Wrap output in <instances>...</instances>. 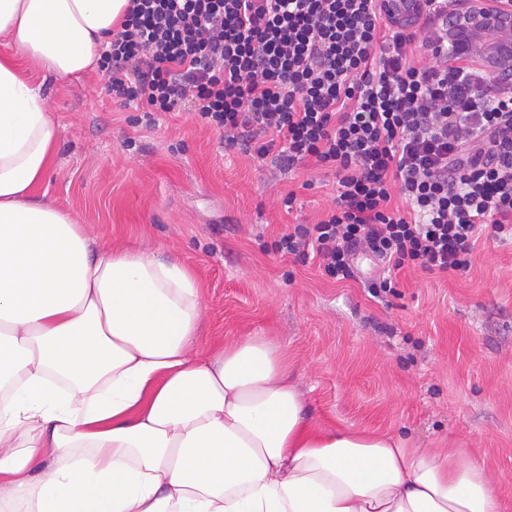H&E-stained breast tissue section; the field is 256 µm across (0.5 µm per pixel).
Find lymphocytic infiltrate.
Returning <instances> with one entry per match:
<instances>
[{
	"label": "lymphocytic infiltrate",
	"instance_id": "obj_1",
	"mask_svg": "<svg viewBox=\"0 0 512 512\" xmlns=\"http://www.w3.org/2000/svg\"><path fill=\"white\" fill-rule=\"evenodd\" d=\"M421 2L414 29L386 0H128L101 68L147 123L189 98L226 148L332 172L331 208L275 249L338 282L364 253L377 296L406 264L456 274L481 234L512 241V89L449 66L448 0Z\"/></svg>",
	"mask_w": 512,
	"mask_h": 512
}]
</instances>
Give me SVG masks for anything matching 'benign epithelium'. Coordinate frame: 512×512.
<instances>
[{"label":"benign epithelium","mask_w":512,"mask_h":512,"mask_svg":"<svg viewBox=\"0 0 512 512\" xmlns=\"http://www.w3.org/2000/svg\"><path fill=\"white\" fill-rule=\"evenodd\" d=\"M394 19L421 21L417 0H396ZM448 65L477 67L502 87L512 86V0H468L462 11L448 10L442 30Z\"/></svg>","instance_id":"1"}]
</instances>
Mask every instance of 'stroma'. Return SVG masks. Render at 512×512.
I'll return each mask as SVG.
<instances>
[{
  "label": "stroma",
  "mask_w": 512,
  "mask_h": 512,
  "mask_svg": "<svg viewBox=\"0 0 512 512\" xmlns=\"http://www.w3.org/2000/svg\"><path fill=\"white\" fill-rule=\"evenodd\" d=\"M46 91L58 146L41 192L98 245L144 243L195 270L196 356L263 333L281 345L322 427L466 449L512 496V243L482 236L463 274L402 269L395 292L377 300L362 285L370 257L358 255V280L337 283L274 248L291 224L331 206L322 171L282 172L227 149L188 100L146 125L99 71Z\"/></svg>",
  "instance_id": "obj_1"
}]
</instances>
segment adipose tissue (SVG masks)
<instances>
[{"mask_svg": "<svg viewBox=\"0 0 512 512\" xmlns=\"http://www.w3.org/2000/svg\"><path fill=\"white\" fill-rule=\"evenodd\" d=\"M127 3L0 0V512H512L466 450L317 428L267 337L196 357V273L37 197L57 129L17 60L94 70Z\"/></svg>", "mask_w": 512, "mask_h": 512, "instance_id": "ef3b65f1", "label": "adipose tissue"}]
</instances>
